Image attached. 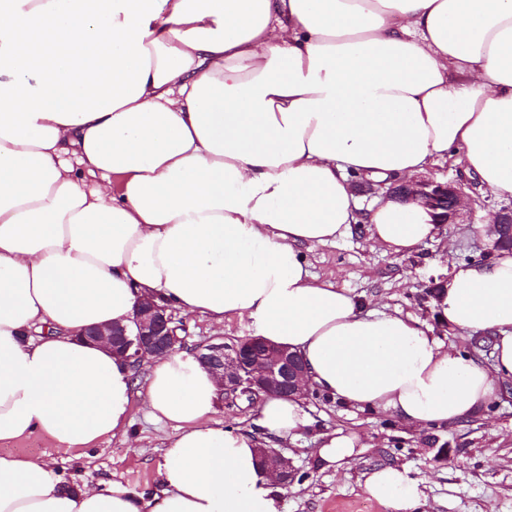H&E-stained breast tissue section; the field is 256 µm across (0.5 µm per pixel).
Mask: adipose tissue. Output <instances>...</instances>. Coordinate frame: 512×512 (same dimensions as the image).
<instances>
[{
	"label": "adipose tissue",
	"instance_id": "ef3b65f1",
	"mask_svg": "<svg viewBox=\"0 0 512 512\" xmlns=\"http://www.w3.org/2000/svg\"><path fill=\"white\" fill-rule=\"evenodd\" d=\"M459 150L512 196V0H0V441L85 448L125 431L134 399L172 426L161 487L66 479L0 455V512H281L260 442L310 423L263 398L242 433L215 421L192 351L148 375L90 325L131 324L154 296L299 352L306 384L410 426L486 408L512 380V253L453 266L442 323L494 339L493 363L415 319L318 281L303 247L368 227L405 254L435 231L419 206L360 210L350 174L412 179ZM418 512L404 468L365 478Z\"/></svg>",
	"mask_w": 512,
	"mask_h": 512
}]
</instances>
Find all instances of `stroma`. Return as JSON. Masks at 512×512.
Segmentation results:
<instances>
[{"label": "stroma", "mask_w": 512, "mask_h": 512, "mask_svg": "<svg viewBox=\"0 0 512 512\" xmlns=\"http://www.w3.org/2000/svg\"><path fill=\"white\" fill-rule=\"evenodd\" d=\"M425 177L458 180L474 203L459 223L440 226L409 255L373 247L365 230L306 252L311 270L362 297L369 308L410 316L429 327L446 344L470 349L471 340L441 325L434 302L423 295L430 282L445 279L452 266L485 260L490 244L479 224L507 206L500 197L464 174L460 154L437 159ZM185 328L184 346L221 338L232 342L247 331L238 317L214 326L205 317L178 314ZM314 420L294 441L281 447L300 473L294 487L281 495L282 512H387L365 492L368 471L379 465L407 470L423 492L420 512H512V390L470 419L421 429L391 415L362 412L326 395L306 399ZM127 436L97 442L90 448H62L50 437L34 434L0 441V454L51 459L65 476H82L90 484L116 481L149 494L158 489L161 445L169 426L154 422L141 402H134ZM343 430L358 434L364 444L355 459L331 467L318 456L324 433Z\"/></svg>", "instance_id": "obj_1"}]
</instances>
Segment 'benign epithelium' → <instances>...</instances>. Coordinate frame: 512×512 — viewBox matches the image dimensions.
Listing matches in <instances>:
<instances>
[{"instance_id":"benign-epithelium-1","label":"benign epithelium","mask_w":512,"mask_h":512,"mask_svg":"<svg viewBox=\"0 0 512 512\" xmlns=\"http://www.w3.org/2000/svg\"><path fill=\"white\" fill-rule=\"evenodd\" d=\"M386 194L418 204L438 226L456 223L460 211L472 202L457 181L395 179ZM489 233L495 236L497 245H512V208H503L495 214ZM133 323L132 328L118 324L107 330L91 326L85 328L81 336L90 342L108 343L112 352L135 365L151 357L167 355L183 342L172 327L175 323L172 310L153 299H145L137 305ZM195 356L200 366L217 379L221 397L232 393L311 396V391L303 385L306 366L302 357L285 345L248 336L231 344L216 341L200 345ZM258 452L283 486L294 483L298 469L289 457L266 445L258 448Z\"/></svg>"}]
</instances>
